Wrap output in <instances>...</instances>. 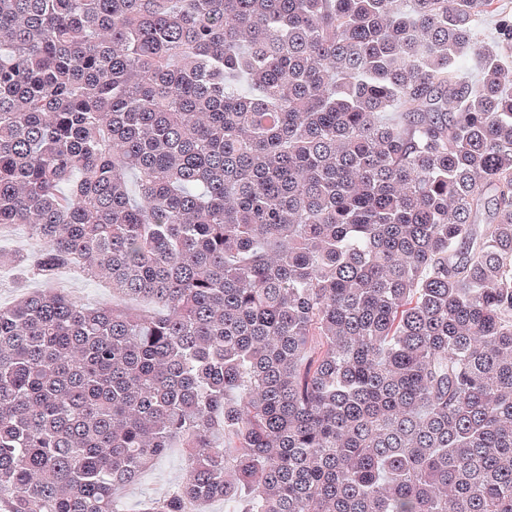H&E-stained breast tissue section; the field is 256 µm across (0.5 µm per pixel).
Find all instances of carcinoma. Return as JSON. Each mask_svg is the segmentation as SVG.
I'll return each mask as SVG.
<instances>
[{"instance_id":"carcinoma-1","label":"carcinoma","mask_w":512,"mask_h":512,"mask_svg":"<svg viewBox=\"0 0 512 512\" xmlns=\"http://www.w3.org/2000/svg\"><path fill=\"white\" fill-rule=\"evenodd\" d=\"M1 225L148 307L0 306V512H512L501 0H0ZM181 461L182 449H169L167 455L160 459L152 470L145 473L137 485L123 490V503L128 509H135L146 496L179 482L183 476Z\"/></svg>"}]
</instances>
